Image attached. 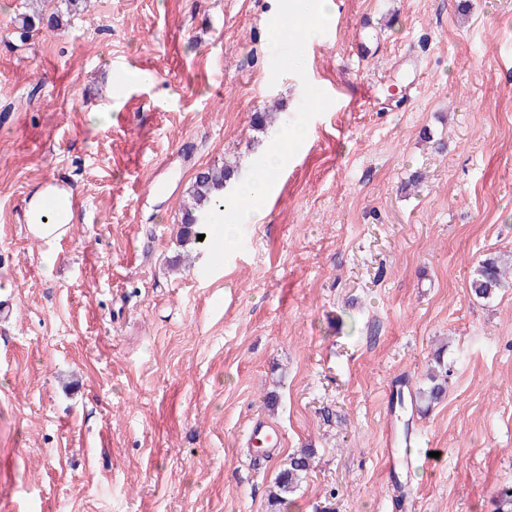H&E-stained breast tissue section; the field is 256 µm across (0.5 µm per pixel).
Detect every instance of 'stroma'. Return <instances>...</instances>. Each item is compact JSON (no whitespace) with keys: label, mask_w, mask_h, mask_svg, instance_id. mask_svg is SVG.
Here are the masks:
<instances>
[{"label":"stroma","mask_w":512,"mask_h":512,"mask_svg":"<svg viewBox=\"0 0 512 512\" xmlns=\"http://www.w3.org/2000/svg\"><path fill=\"white\" fill-rule=\"evenodd\" d=\"M335 3L275 81L277 0H91L24 42L0 0V512H271L301 448L282 512H493L512 484V288L470 290L512 260V0ZM306 80L332 105L204 274L195 175L247 169L253 113ZM55 184L82 203L63 244L28 230ZM438 353L446 395L397 418ZM389 430L439 457L389 465ZM506 270L494 258L485 259L477 265L470 283L472 293L479 299H493L509 283ZM281 438V432L276 426L265 420L257 419L249 432L248 443L251 446L264 445L271 451L280 445ZM311 458V454L306 450L288 458V464L274 481L275 489L269 498L271 506H281L287 500V495L297 489L302 475L307 473L310 468Z\"/></svg>","instance_id":"obj_1"}]
</instances>
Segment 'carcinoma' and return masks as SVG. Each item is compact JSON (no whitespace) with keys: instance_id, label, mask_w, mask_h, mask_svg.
Masks as SVG:
<instances>
[{"instance_id":"obj_1","label":"carcinoma","mask_w":512,"mask_h":512,"mask_svg":"<svg viewBox=\"0 0 512 512\" xmlns=\"http://www.w3.org/2000/svg\"><path fill=\"white\" fill-rule=\"evenodd\" d=\"M62 8L50 16H45L38 7V0H28L25 11L16 17L17 28L25 33L40 31L44 28L54 30L71 22L87 6L88 0H60ZM277 116L273 112H258L251 123L253 130L265 135L273 129ZM236 166L222 164L211 166L199 172L189 190L190 205L185 209L180 230L182 243H198V236L209 234L205 224L206 215L217 209V201L230 189L238 178ZM508 286L506 270L502 269L493 258L485 259L477 265L470 283L472 293L479 299L490 300L503 288ZM431 385L418 389L415 400L427 405L439 400L444 393L445 382L437 381V376L430 377ZM311 464V454L304 450L288 458V464L276 477L275 489L270 494V503L282 505L287 495L294 492L302 475L307 473ZM495 512H512V486L499 490L495 500Z\"/></svg>"}]
</instances>
